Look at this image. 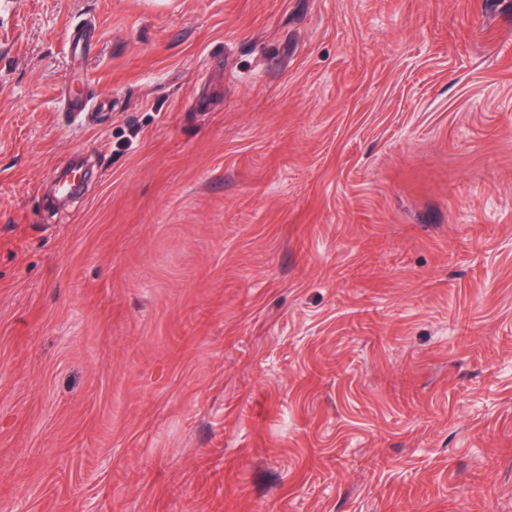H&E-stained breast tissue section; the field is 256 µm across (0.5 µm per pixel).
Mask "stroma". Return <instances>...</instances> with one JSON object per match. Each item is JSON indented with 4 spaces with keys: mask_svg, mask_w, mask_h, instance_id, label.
Listing matches in <instances>:
<instances>
[{
    "mask_svg": "<svg viewBox=\"0 0 512 512\" xmlns=\"http://www.w3.org/2000/svg\"><path fill=\"white\" fill-rule=\"evenodd\" d=\"M0 512H512V0H0Z\"/></svg>",
    "mask_w": 512,
    "mask_h": 512,
    "instance_id": "stroma-1",
    "label": "stroma"
}]
</instances>
